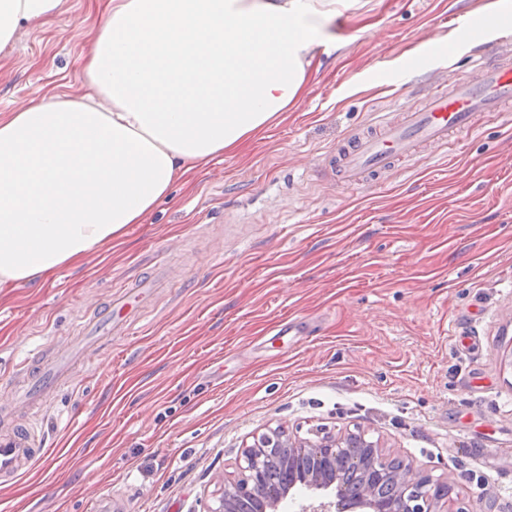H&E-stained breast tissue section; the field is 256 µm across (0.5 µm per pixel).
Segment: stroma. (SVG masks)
Returning a JSON list of instances; mask_svg holds the SVG:
<instances>
[{
	"label": "stroma",
	"mask_w": 512,
	"mask_h": 512,
	"mask_svg": "<svg viewBox=\"0 0 512 512\" xmlns=\"http://www.w3.org/2000/svg\"><path fill=\"white\" fill-rule=\"evenodd\" d=\"M305 92L236 153L177 181L143 223L0 296V388L16 358L72 332L81 302L159 261L185 266L157 313L93 356L38 411L45 455L0 487V512H206L246 439L362 431L444 483L437 512H512V114L356 192L303 173L373 110L457 77L474 46L453 12L493 0H361ZM98 0H62L0 52V116L81 97ZM112 275L95 278L96 264ZM316 336L269 338L283 316ZM485 450L476 457L474 447Z\"/></svg>",
	"instance_id": "35a3bbf8"
}]
</instances>
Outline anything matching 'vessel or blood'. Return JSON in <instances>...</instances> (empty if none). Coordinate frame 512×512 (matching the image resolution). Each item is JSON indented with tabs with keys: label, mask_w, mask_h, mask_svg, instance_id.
<instances>
[{
	"label": "vessel or blood",
	"mask_w": 512,
	"mask_h": 512,
	"mask_svg": "<svg viewBox=\"0 0 512 512\" xmlns=\"http://www.w3.org/2000/svg\"><path fill=\"white\" fill-rule=\"evenodd\" d=\"M448 22L483 50L486 32L496 26L497 18L453 13ZM499 44L494 54L483 52L476 59L469 75L436 84L417 103L380 113L378 119L350 132L318 158V169L338 187L360 189L388 179L421 151H439L487 122L501 120L503 108L512 104V36H501ZM182 274V265L165 264L151 280L116 291L106 303L87 298L89 318L75 336L62 344L43 345L20 360L18 385L0 389L1 486L14 483L43 454L46 442L35 425L39 406L67 384L77 369L89 366L92 352L129 335L162 286L178 281ZM275 332L298 346L310 336L312 325L286 316L277 321Z\"/></svg>",
	"instance_id": "1"
}]
</instances>
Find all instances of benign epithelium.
<instances>
[{
  "instance_id": "benign-epithelium-1",
  "label": "benign epithelium",
  "mask_w": 512,
  "mask_h": 512,
  "mask_svg": "<svg viewBox=\"0 0 512 512\" xmlns=\"http://www.w3.org/2000/svg\"><path fill=\"white\" fill-rule=\"evenodd\" d=\"M357 444L368 448V455L355 459L364 477L363 492L351 500L329 471L345 456L346 448ZM286 445L292 448L282 460L289 480L276 491L265 490L268 449ZM240 476L224 484V489L207 512H237L238 503L251 499L260 512H277L279 504L289 499L297 512H434V505L446 493L445 485L428 477H419L404 484L388 499L380 495L381 487L399 481L389 467L377 443H369L365 434L349 432L324 436L315 441L293 440L280 428L269 429L251 436L237 462Z\"/></svg>"
}]
</instances>
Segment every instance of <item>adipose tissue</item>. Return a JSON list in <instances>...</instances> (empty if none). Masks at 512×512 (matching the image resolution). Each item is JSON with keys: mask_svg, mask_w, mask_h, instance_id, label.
Instances as JSON below:
<instances>
[{"mask_svg": "<svg viewBox=\"0 0 512 512\" xmlns=\"http://www.w3.org/2000/svg\"><path fill=\"white\" fill-rule=\"evenodd\" d=\"M61 0H0V50ZM360 0H101L88 91L0 117V291L76 265L265 131Z\"/></svg>", "mask_w": 512, "mask_h": 512, "instance_id": "obj_1", "label": "adipose tissue"}]
</instances>
